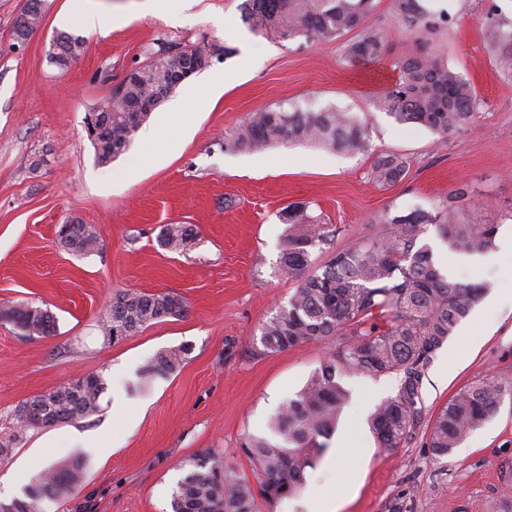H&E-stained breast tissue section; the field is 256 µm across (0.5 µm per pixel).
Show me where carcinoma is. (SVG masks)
<instances>
[{
    "mask_svg": "<svg viewBox=\"0 0 512 512\" xmlns=\"http://www.w3.org/2000/svg\"><path fill=\"white\" fill-rule=\"evenodd\" d=\"M44 0H25L14 28L23 43L43 16ZM409 32H430L446 22L423 5V0H393ZM375 0H242L241 21L254 34L281 44L297 39L342 41L348 63L373 62L388 52V37L374 26ZM488 27L497 46L496 67L512 77V19L492 15ZM51 60L67 68L83 52L84 39L71 33L56 35ZM196 62L192 74L210 67L212 56L204 47L178 49L166 45L133 69L115 97L102 132L91 139L97 160L107 164L125 153L134 133L172 92L182 59ZM399 82L381 92L373 106L399 124H418L440 137L473 125L479 118L478 96L472 84L454 72L438 54L414 43L393 60ZM284 141L306 142L332 150L370 153L367 125L350 112H312L296 104H280L253 112L224 148L260 152ZM409 170L406 157L380 153L372 162L373 179L396 184ZM468 195L460 186L433 214L390 212L382 217L384 233L336 246L339 228L321 222L302 205L283 213L288 224L279 268L295 283L288 305L261 326L256 354L281 352L329 337L339 340L322 356L305 385L269 422L278 437L248 436L241 452L254 464V481L241 478L224 465L221 455L209 450L188 464L172 493V512H255L261 498L275 503L300 494L307 471L314 468L325 440L336 428L348 398L341 385L344 375L396 376L395 395L380 401L369 423L381 448H398L411 439L422 418L421 389L432 357L453 335L486 292L482 283H460L436 266L431 247L422 242L420 226L432 225L439 238L458 252L481 255L492 248L498 225L466 220L456 202ZM187 224H165L158 241L177 251L193 236ZM59 239L75 255H88L101 244L88 224L61 225ZM327 258L315 261L312 251ZM14 319L27 335L47 336L53 315L29 307L0 310ZM187 314L177 293L146 294L127 290L112 299L101 328L112 341L139 333L150 325ZM186 349L166 350L146 371L170 372L183 361ZM105 384L96 374L81 376L50 392L27 400L28 415L19 409V431L82 418L95 411ZM512 398V376L478 379L460 390L439 410L428 434L427 446L437 457L449 455L468 434L496 416L505 398ZM84 478L78 458L59 459L31 479L24 497L0 502V512H41L46 498L73 493Z\"/></svg>",
    "mask_w": 512,
    "mask_h": 512,
    "instance_id": "cac0c4a2",
    "label": "carcinoma"
}]
</instances>
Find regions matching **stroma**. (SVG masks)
<instances>
[{"label": "stroma", "mask_w": 512, "mask_h": 512, "mask_svg": "<svg viewBox=\"0 0 512 512\" xmlns=\"http://www.w3.org/2000/svg\"><path fill=\"white\" fill-rule=\"evenodd\" d=\"M239 2L194 0L175 21L164 0H93L102 23L90 31L79 22L84 0H46L41 23L20 44L13 30L24 0H0V305L41 308L56 321L51 335L29 336L0 317V439L14 440L0 475L23 478L75 456L86 464L82 486L44 501L42 512H171L183 464L212 448L252 478L243 440L267 434L270 416L337 344L332 336L257 353L261 324L294 288L279 270L288 205L336 225L341 246L377 234L386 212L434 211L466 185L464 217L512 228V78L494 64L486 19L492 8L512 17V0H427L451 21L422 41L480 98L478 122L444 139L373 106L397 82L392 59L410 43L392 0H377L372 16L389 56L370 65L346 63L335 42L282 45L255 35ZM60 31L85 39L64 70L50 60ZM162 44L207 47L212 64L152 112L154 140L134 137L126 153L98 163L86 116ZM287 101L366 118L372 146L407 157L408 175L379 186L368 176L371 156L299 143L225 149L249 114ZM73 219L97 230V252L76 256L60 244L59 224ZM173 223L195 230L176 252L157 241ZM448 270L492 293L512 290V255L497 244L483 256L460 255ZM125 290L178 293L187 313L109 341L100 320ZM477 307L480 317L462 321L427 366L424 414L403 447H378L367 425L375 404L396 394L397 378H344L350 399L337 429L355 438L356 455L333 467L317 462L306 477L343 499L340 512H486L490 499L512 502V400L449 456L435 458L427 446L452 395L475 379L512 375V308ZM473 327L485 333L476 347L466 336ZM179 347L188 354L177 369L143 381L159 352ZM90 373L106 385L96 411L18 432V406Z\"/></svg>", "instance_id": "obj_1"}]
</instances>
